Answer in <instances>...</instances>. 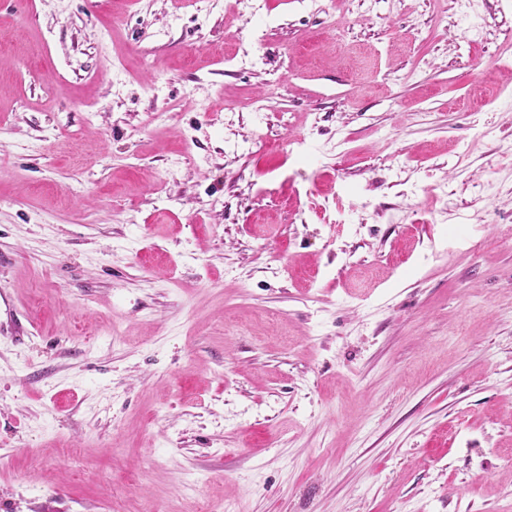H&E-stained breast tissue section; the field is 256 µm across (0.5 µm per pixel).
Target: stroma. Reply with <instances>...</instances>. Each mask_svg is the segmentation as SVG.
<instances>
[{"instance_id":"35a3bbf8","label":"stroma","mask_w":512,"mask_h":512,"mask_svg":"<svg viewBox=\"0 0 512 512\" xmlns=\"http://www.w3.org/2000/svg\"><path fill=\"white\" fill-rule=\"evenodd\" d=\"M512 512V0H0V512Z\"/></svg>"}]
</instances>
